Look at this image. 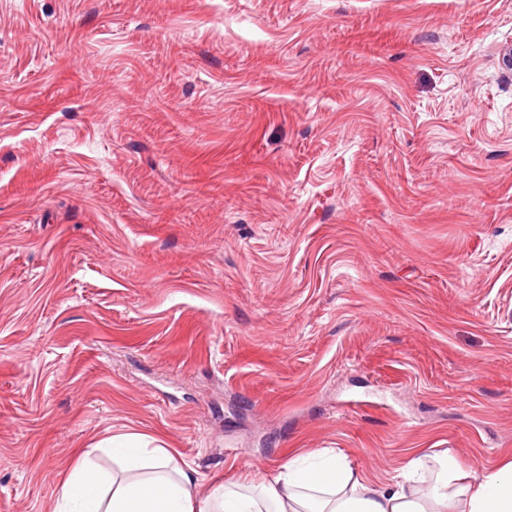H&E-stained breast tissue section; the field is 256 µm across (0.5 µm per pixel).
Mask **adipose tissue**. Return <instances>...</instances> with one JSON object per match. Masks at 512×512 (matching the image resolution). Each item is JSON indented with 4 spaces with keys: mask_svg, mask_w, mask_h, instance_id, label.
<instances>
[{
    "mask_svg": "<svg viewBox=\"0 0 512 512\" xmlns=\"http://www.w3.org/2000/svg\"><path fill=\"white\" fill-rule=\"evenodd\" d=\"M108 444L118 470L96 471L78 457L54 512H512V456L476 479L455 455H413L380 487L323 449L272 475L249 471L203 485L147 436L117 434Z\"/></svg>",
    "mask_w": 512,
    "mask_h": 512,
    "instance_id": "adipose-tissue-1",
    "label": "adipose tissue"
}]
</instances>
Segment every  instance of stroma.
I'll return each instance as SVG.
<instances>
[{
	"label": "stroma",
	"mask_w": 512,
	"mask_h": 512,
	"mask_svg": "<svg viewBox=\"0 0 512 512\" xmlns=\"http://www.w3.org/2000/svg\"><path fill=\"white\" fill-rule=\"evenodd\" d=\"M512 0H0V512L157 437L201 483L512 454Z\"/></svg>",
	"instance_id": "1"
}]
</instances>
